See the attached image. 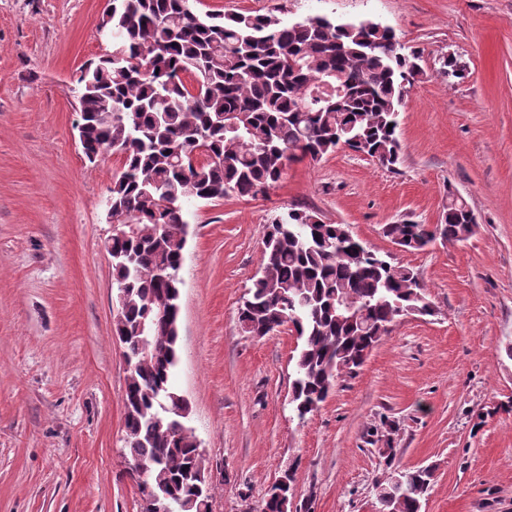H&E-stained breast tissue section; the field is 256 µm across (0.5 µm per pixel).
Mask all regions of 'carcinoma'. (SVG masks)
Instances as JSON below:
<instances>
[{"instance_id":"obj_1","label":"carcinoma","mask_w":512,"mask_h":512,"mask_svg":"<svg viewBox=\"0 0 512 512\" xmlns=\"http://www.w3.org/2000/svg\"><path fill=\"white\" fill-rule=\"evenodd\" d=\"M102 22L119 53L80 68L76 112L85 158L122 160L108 189L112 220L136 225L135 234L112 238L113 284L125 296L114 331L132 365L125 456L152 490V508L141 512H211L210 475L185 423L189 406L171 384L184 203L263 196L289 163L341 147L397 170V116L422 73L421 54L370 20L202 18L189 0H107ZM323 80L343 84L344 94L329 102L314 96ZM470 213L450 191L439 224L401 221L383 233L421 250L438 237L469 238ZM262 244V274L243 296L238 321L251 336L283 326L297 336L291 404L301 421L356 374L400 317L435 313L412 268L391 264L316 212H284ZM160 305L168 318L158 321ZM401 474L404 495L390 479L375 482L380 512H420L433 474L422 467ZM277 489L266 493L269 512H289L290 489Z\"/></svg>"}]
</instances>
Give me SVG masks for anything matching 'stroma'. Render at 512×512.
Instances as JSON below:
<instances>
[{
  "mask_svg": "<svg viewBox=\"0 0 512 512\" xmlns=\"http://www.w3.org/2000/svg\"><path fill=\"white\" fill-rule=\"evenodd\" d=\"M106 0H0V512H141L124 458V347L103 250L119 156L84 159L73 76L103 53ZM195 12L373 20L419 50L399 114L402 163L347 149L290 163L256 198L187 205L172 386L205 451L214 512H254L294 469L295 512H378L392 446L432 467L422 512H512V0H190ZM457 59L464 78L441 72ZM477 227L406 251L383 234L435 224L449 193ZM318 212L397 266L435 313L401 317L305 421L290 404L297 345L245 334L262 237Z\"/></svg>",
  "mask_w": 512,
  "mask_h": 512,
  "instance_id": "35a3bbf8",
  "label": "stroma"
}]
</instances>
